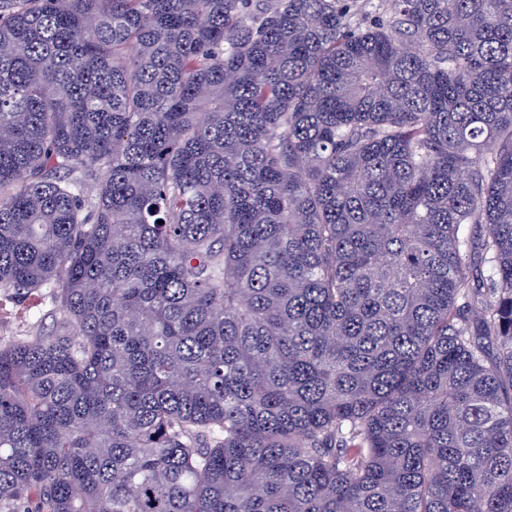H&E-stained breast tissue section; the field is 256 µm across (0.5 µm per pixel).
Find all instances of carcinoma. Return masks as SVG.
I'll return each mask as SVG.
<instances>
[{
  "label": "carcinoma",
  "mask_w": 512,
  "mask_h": 512,
  "mask_svg": "<svg viewBox=\"0 0 512 512\" xmlns=\"http://www.w3.org/2000/svg\"><path fill=\"white\" fill-rule=\"evenodd\" d=\"M0 512H512V0H0ZM54 312L49 288L24 299L0 298V337L57 336L64 331L61 315Z\"/></svg>",
  "instance_id": "cac0c4a2"
}]
</instances>
